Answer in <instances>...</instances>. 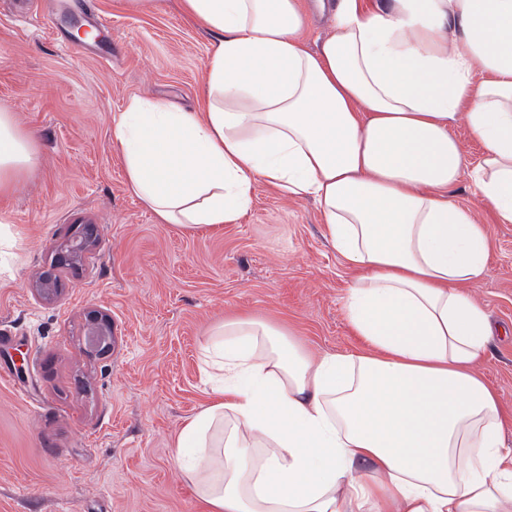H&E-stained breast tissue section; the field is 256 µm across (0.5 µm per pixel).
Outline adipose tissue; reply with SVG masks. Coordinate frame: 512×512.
Instances as JSON below:
<instances>
[{"instance_id": "1", "label": "adipose tissue", "mask_w": 512, "mask_h": 512, "mask_svg": "<svg viewBox=\"0 0 512 512\" xmlns=\"http://www.w3.org/2000/svg\"><path fill=\"white\" fill-rule=\"evenodd\" d=\"M215 37L200 109L131 99L114 125L128 186L185 230L236 222L263 182L319 205L356 275L363 353L313 357L255 317L203 347L220 374L176 457L210 512H512V448L474 373L488 317L461 287L490 242L453 189L512 223V0H184ZM484 147L468 168L451 129ZM36 164L0 109V192ZM305 2L308 5L312 18L304 30L303 38L307 45L313 49L318 39L331 32L333 19L326 14L321 15L314 6L316 0H308Z\"/></svg>"}]
</instances>
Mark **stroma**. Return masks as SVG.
Returning a JSON list of instances; mask_svg holds the SVG:
<instances>
[{
  "label": "stroma",
  "mask_w": 512,
  "mask_h": 512,
  "mask_svg": "<svg viewBox=\"0 0 512 512\" xmlns=\"http://www.w3.org/2000/svg\"><path fill=\"white\" fill-rule=\"evenodd\" d=\"M119 51L100 63L66 36L19 21L0 0V109L35 140L38 160L0 193V512H204L175 456L185 422L213 393L200 349L225 318L252 315L320 356L363 350L344 313L348 263L308 197L264 184L232 224L159 223L128 188L114 120L135 97L197 110L214 37L181 0H96ZM457 200L491 244L468 292L496 326L476 372L512 414V224L497 223L469 176ZM98 227L85 266L53 301L32 289L81 225ZM120 337L86 350L91 310ZM28 391L17 397L16 388Z\"/></svg>",
  "instance_id": "35a3bbf8"
}]
</instances>
